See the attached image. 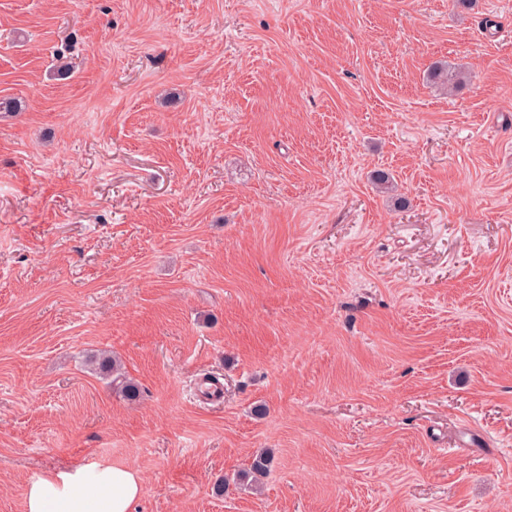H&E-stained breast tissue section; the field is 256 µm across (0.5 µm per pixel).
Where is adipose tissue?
Listing matches in <instances>:
<instances>
[{
    "mask_svg": "<svg viewBox=\"0 0 512 512\" xmlns=\"http://www.w3.org/2000/svg\"><path fill=\"white\" fill-rule=\"evenodd\" d=\"M141 490L138 472L128 466L62 470L27 487L26 512H131Z\"/></svg>",
    "mask_w": 512,
    "mask_h": 512,
    "instance_id": "1",
    "label": "adipose tissue"
}]
</instances>
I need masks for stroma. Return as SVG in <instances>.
<instances>
[{"mask_svg": "<svg viewBox=\"0 0 512 512\" xmlns=\"http://www.w3.org/2000/svg\"><path fill=\"white\" fill-rule=\"evenodd\" d=\"M0 98V512H512V0H0ZM141 490V477L128 466L62 470L27 487L26 512H131Z\"/></svg>", "mask_w": 512, "mask_h": 512, "instance_id": "35a3bbf8", "label": "stroma"}]
</instances>
